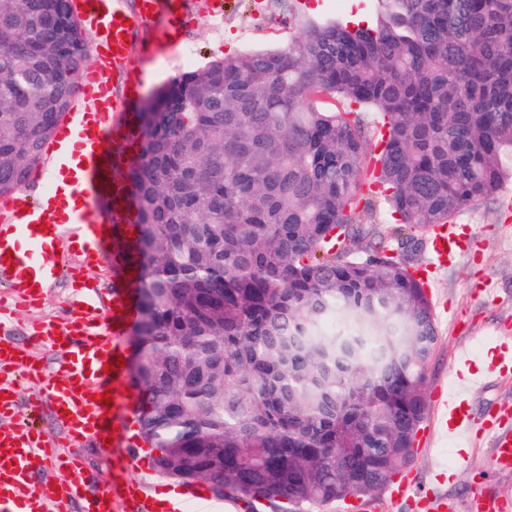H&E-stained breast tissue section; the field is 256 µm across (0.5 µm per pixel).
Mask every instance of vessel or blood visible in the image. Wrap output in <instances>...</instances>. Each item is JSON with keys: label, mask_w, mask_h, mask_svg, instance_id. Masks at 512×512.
<instances>
[{"label": "vessel or blood", "mask_w": 512, "mask_h": 512, "mask_svg": "<svg viewBox=\"0 0 512 512\" xmlns=\"http://www.w3.org/2000/svg\"><path fill=\"white\" fill-rule=\"evenodd\" d=\"M180 0H137L126 10L121 0H79L82 33L100 47L96 63L82 75L94 89L67 124L74 151L54 145L59 168L69 173L68 186L50 182L32 206L0 205V282L17 306H39L45 292L63 274L64 255L79 265L107 268L112 286L104 290L74 280L81 293L65 317L33 326L35 342L50 344L59 356L57 376L45 378L33 357L11 340L15 326L0 306V415L18 405L19 378L37 380L39 396L32 410L50 409L60 427V439H45L31 424L0 429V512H185L186 502L206 500L199 485L158 487L145 481L99 485L85 465L84 449L97 448L122 456L133 468L142 463V440L128 424L137 406L128 401L132 370L118 366L127 358L126 343L140 316L141 298L135 287V229L138 203L133 187L119 173L130 158L138 135L133 103L138 84L117 87L111 81L132 54L135 31L165 16L170 41H178L185 22ZM464 241L455 225L438 230L432 258L444 264L455 260ZM489 374H512V343L500 338L493 349ZM470 351H460L454 374L459 392L482 384L470 369ZM507 415L492 424L494 471L512 470V429ZM472 418L463 406L450 410L449 438L472 437ZM44 475L58 490L46 497L36 486Z\"/></svg>", "instance_id": "1"}]
</instances>
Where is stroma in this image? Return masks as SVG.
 Instances as JSON below:
<instances>
[{
    "instance_id": "obj_1",
    "label": "stroma",
    "mask_w": 512,
    "mask_h": 512,
    "mask_svg": "<svg viewBox=\"0 0 512 512\" xmlns=\"http://www.w3.org/2000/svg\"><path fill=\"white\" fill-rule=\"evenodd\" d=\"M288 5L289 0H227L223 18L199 16L188 26L181 55L160 47L164 21L140 31L132 63L149 75L142 99H149L172 77L210 61L286 45L297 35L288 26ZM357 14L374 23L372 0H309L304 9L305 17L316 21L347 22ZM456 222L465 250L439 271L432 288L438 340L427 371L426 393L431 401L447 391L460 348L472 350L474 365H485L489 362L485 337L497 333L512 338V211L494 199L460 210ZM77 297L71 280L65 278L45 293L39 307L17 312L14 339L40 358L45 375H55L56 354L32 346V325L62 317ZM463 401L478 417L512 407V376L488 378L482 390L465 394ZM447 419L446 413L428 407L417 435L416 454L402 469L410 492L397 501L381 493L371 499L367 512H429L423 503L427 497L448 499L452 512H469L473 498L493 497L506 503L505 512H512V473L490 469V434L466 446L441 441ZM439 461L445 464V472L437 471Z\"/></svg>"
}]
</instances>
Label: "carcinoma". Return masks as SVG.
Listing matches in <instances>:
<instances>
[{
	"instance_id": "1",
	"label": "carcinoma",
	"mask_w": 512,
	"mask_h": 512,
	"mask_svg": "<svg viewBox=\"0 0 512 512\" xmlns=\"http://www.w3.org/2000/svg\"><path fill=\"white\" fill-rule=\"evenodd\" d=\"M174 77L122 174L140 206L139 431L166 478L277 512L383 490L437 340L406 245L512 180V0H374ZM72 5L0 0V197L80 88ZM385 132L371 139L363 113ZM380 194L391 223L363 228Z\"/></svg>"
}]
</instances>
